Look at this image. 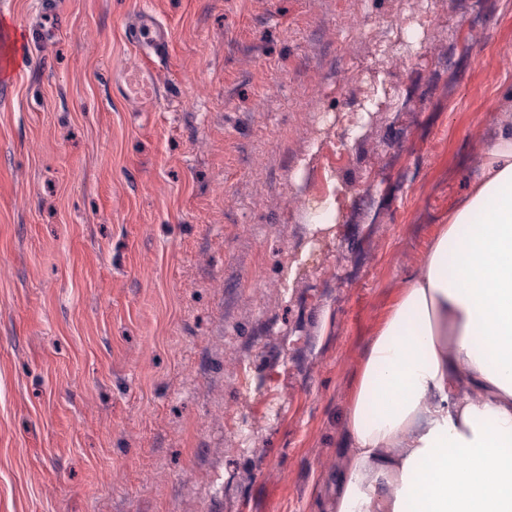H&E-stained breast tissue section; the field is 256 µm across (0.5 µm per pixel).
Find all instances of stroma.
<instances>
[{
  "mask_svg": "<svg viewBox=\"0 0 512 512\" xmlns=\"http://www.w3.org/2000/svg\"><path fill=\"white\" fill-rule=\"evenodd\" d=\"M38 2L0 0L41 30L0 88V512H322L512 96V0ZM129 27L132 29L131 41L137 44L139 53L146 58L151 55L159 58L167 50L170 41L169 29L158 21L152 11L140 10Z\"/></svg>",
  "mask_w": 512,
  "mask_h": 512,
  "instance_id": "obj_1",
  "label": "stroma"
}]
</instances>
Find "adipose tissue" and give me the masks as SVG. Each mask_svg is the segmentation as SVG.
Segmentation results:
<instances>
[{"mask_svg": "<svg viewBox=\"0 0 512 512\" xmlns=\"http://www.w3.org/2000/svg\"><path fill=\"white\" fill-rule=\"evenodd\" d=\"M369 343L327 512H512V114Z\"/></svg>", "mask_w": 512, "mask_h": 512, "instance_id": "1", "label": "adipose tissue"}]
</instances>
